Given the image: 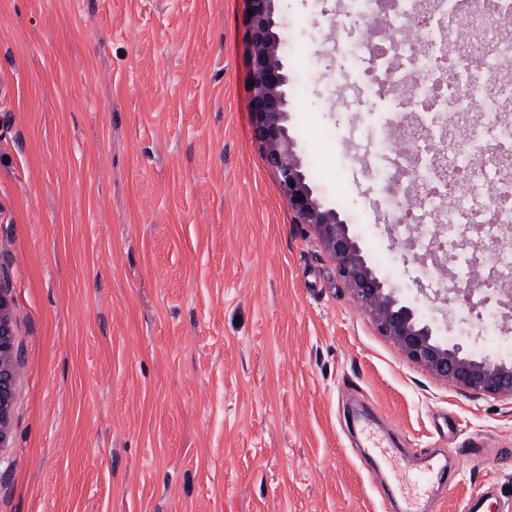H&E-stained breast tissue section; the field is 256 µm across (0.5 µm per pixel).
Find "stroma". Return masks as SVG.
<instances>
[{
    "label": "stroma",
    "instance_id": "1",
    "mask_svg": "<svg viewBox=\"0 0 512 512\" xmlns=\"http://www.w3.org/2000/svg\"><path fill=\"white\" fill-rule=\"evenodd\" d=\"M322 201L443 342L485 348L401 237L390 104L344 0H277ZM244 0H0V269L17 396L0 512H420L512 502V399L410 362L296 223L254 137ZM331 129L335 139L321 137Z\"/></svg>",
    "mask_w": 512,
    "mask_h": 512
}]
</instances>
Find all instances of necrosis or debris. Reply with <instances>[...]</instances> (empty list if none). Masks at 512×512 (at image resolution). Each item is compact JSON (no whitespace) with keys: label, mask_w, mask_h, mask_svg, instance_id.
<instances>
[{"label":"necrosis or debris","mask_w":512,"mask_h":512,"mask_svg":"<svg viewBox=\"0 0 512 512\" xmlns=\"http://www.w3.org/2000/svg\"><path fill=\"white\" fill-rule=\"evenodd\" d=\"M353 10L384 15L389 26L409 23L410 38L385 49L361 44L371 61L372 79L405 88L388 126L398 128L409 143L395 152L391 168L409 177L414 194L399 202L407 219L404 235L424 224L442 227L439 243L417 238L416 249L426 254L438 246L457 274L473 276L472 250L463 248L461 235L488 198L502 200L493 224H512V169L497 164L496 155L474 160L471 144L490 141L512 148V81L501 75V64L512 58V38L504 36L489 16L483 0H349ZM481 56L477 73L463 62ZM459 139L463 145L440 163L428 151L433 139Z\"/></svg>","instance_id":"necrosis-or-debris-1"}]
</instances>
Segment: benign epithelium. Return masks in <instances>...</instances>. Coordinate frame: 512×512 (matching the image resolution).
I'll use <instances>...</instances> for the list:
<instances>
[{
    "mask_svg": "<svg viewBox=\"0 0 512 512\" xmlns=\"http://www.w3.org/2000/svg\"><path fill=\"white\" fill-rule=\"evenodd\" d=\"M254 14L246 18L252 70L248 87L255 133L267 164L279 177L281 192L298 224L306 225L337 261L338 272L354 299L377 330L412 362L435 377L492 397L512 398V365L476 360L439 342L419 311L387 288L368 265L346 221L315 195L289 134L290 78L280 55L281 38L275 19V0H247ZM502 235L478 242L482 254L500 251ZM10 288L0 276V447L8 442V425L15 392V329L11 319Z\"/></svg>",
    "mask_w": 512,
    "mask_h": 512,
    "instance_id": "1",
    "label": "benign epithelium"
}]
</instances>
